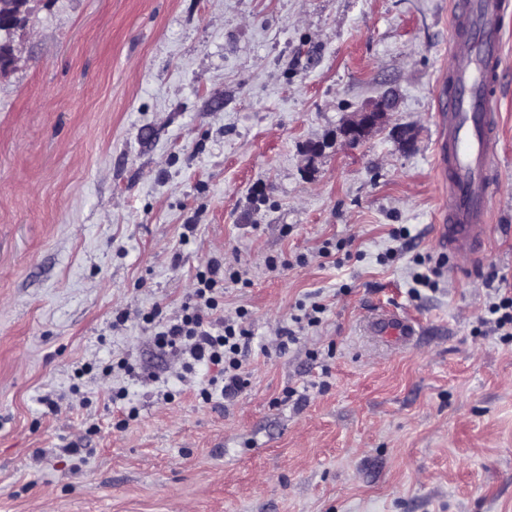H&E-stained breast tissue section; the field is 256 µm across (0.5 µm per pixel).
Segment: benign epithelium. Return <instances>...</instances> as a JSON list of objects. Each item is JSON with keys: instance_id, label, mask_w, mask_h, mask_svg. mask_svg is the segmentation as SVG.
Wrapping results in <instances>:
<instances>
[{"instance_id": "benign-epithelium-1", "label": "benign epithelium", "mask_w": 512, "mask_h": 512, "mask_svg": "<svg viewBox=\"0 0 512 512\" xmlns=\"http://www.w3.org/2000/svg\"><path fill=\"white\" fill-rule=\"evenodd\" d=\"M51 0H0V75L12 71L17 61L13 48V37L24 30L29 15L39 5L46 6ZM390 106L381 99L358 112L348 115L326 141L309 143L305 148L308 164L312 165L322 156L325 149L336 144L354 148L365 143L375 133L389 127ZM391 128V127H389ZM393 139L398 145L409 150L413 147L415 133L404 127L391 128Z\"/></svg>"}]
</instances>
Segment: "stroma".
Wrapping results in <instances>:
<instances>
[{
    "label": "stroma",
    "instance_id": "stroma-1",
    "mask_svg": "<svg viewBox=\"0 0 512 512\" xmlns=\"http://www.w3.org/2000/svg\"><path fill=\"white\" fill-rule=\"evenodd\" d=\"M454 3L31 16L0 78V512H512V336L486 323L491 278L512 288V15L485 248L412 293L417 255L446 252ZM384 97L412 150L384 130L307 167L308 143ZM214 256L246 273L223 313L245 315L249 384L206 404L213 369L154 336ZM315 302L320 324L296 328ZM385 309L419 323L414 345L366 334Z\"/></svg>",
    "mask_w": 512,
    "mask_h": 512
}]
</instances>
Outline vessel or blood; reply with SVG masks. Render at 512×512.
<instances>
[{"mask_svg":"<svg viewBox=\"0 0 512 512\" xmlns=\"http://www.w3.org/2000/svg\"><path fill=\"white\" fill-rule=\"evenodd\" d=\"M511 8L512 0H463L456 9L449 39L452 72L440 98L448 170L442 240L452 254H476L485 242L499 139L502 19ZM372 329L401 345L419 334L413 320L391 312L376 318Z\"/></svg>","mask_w":512,"mask_h":512,"instance_id":"vessel-or-blood-1","label":"vessel or blood"}]
</instances>
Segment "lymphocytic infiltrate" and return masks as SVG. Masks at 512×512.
Listing matches in <instances>:
<instances>
[{
	"mask_svg": "<svg viewBox=\"0 0 512 512\" xmlns=\"http://www.w3.org/2000/svg\"><path fill=\"white\" fill-rule=\"evenodd\" d=\"M242 274L227 270L223 259L211 258L196 275L197 287L192 302L156 335L160 349L175 354L184 369L203 363L216 369L213 386H219L225 398L237 397L243 390L242 354L249 332L238 320L219 318L214 326H205L203 310L218 309L224 298L225 281L240 282Z\"/></svg>",
	"mask_w": 512,
	"mask_h": 512,
	"instance_id": "f902f5d3",
	"label": "lymphocytic infiltrate"
}]
</instances>
